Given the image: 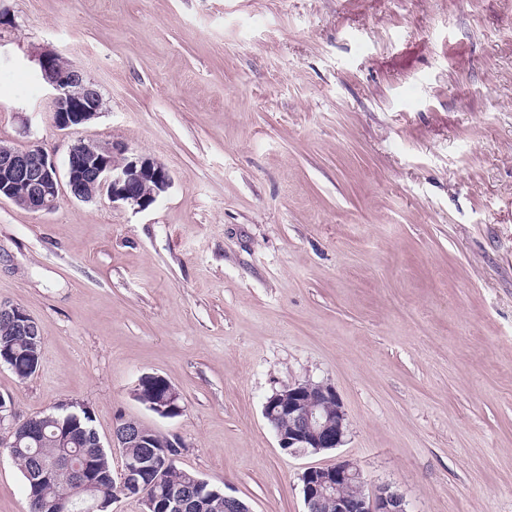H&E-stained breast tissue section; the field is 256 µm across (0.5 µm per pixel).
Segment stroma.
<instances>
[{
    "label": "stroma",
    "mask_w": 512,
    "mask_h": 512,
    "mask_svg": "<svg viewBox=\"0 0 512 512\" xmlns=\"http://www.w3.org/2000/svg\"><path fill=\"white\" fill-rule=\"evenodd\" d=\"M0 143L161 163L148 209L0 199V301L42 336L17 413L134 418L250 512H306L348 460L407 512H512V0H0ZM98 87L53 123L38 57ZM164 377L184 413L135 397ZM310 381L338 448L285 454L263 405ZM0 512H29L0 450Z\"/></svg>",
    "instance_id": "obj_1"
}]
</instances>
